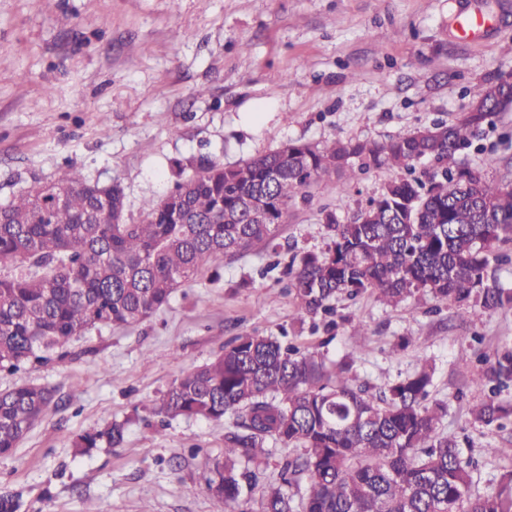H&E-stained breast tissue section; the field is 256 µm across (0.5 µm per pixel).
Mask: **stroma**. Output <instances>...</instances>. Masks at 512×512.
Segmentation results:
<instances>
[{"label":"stroma","instance_id":"35a3bbf8","mask_svg":"<svg viewBox=\"0 0 512 512\" xmlns=\"http://www.w3.org/2000/svg\"><path fill=\"white\" fill-rule=\"evenodd\" d=\"M487 12L493 28L464 42L458 11ZM512 67V0H0V199L65 169L119 182L126 216L169 192L200 159L229 166L291 141H378L455 120L476 84ZM490 181L512 180V112L494 117L458 157ZM382 168L338 189L296 198L264 244L196 281L138 325L99 326L66 355L0 373V392L53 388L50 407L12 455L0 456V494L21 493V512H216L205 488L233 417L161 419L155 407L185 371L241 334L287 335L327 362L357 337L367 351L359 380L381 387L434 367L444 401L440 432L470 440L472 493L492 490L512 460L486 456L512 434L474 427L482 397L472 383L484 357L512 342V309L470 324L420 293L391 306L341 295L332 320L299 313L289 291L293 255L331 241L326 212L344 215L398 178ZM118 421L119 448L74 454L71 438Z\"/></svg>","mask_w":512,"mask_h":512}]
</instances>
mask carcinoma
<instances>
[{
  "label": "carcinoma",
  "mask_w": 512,
  "mask_h": 512,
  "mask_svg": "<svg viewBox=\"0 0 512 512\" xmlns=\"http://www.w3.org/2000/svg\"><path fill=\"white\" fill-rule=\"evenodd\" d=\"M469 117L383 141L347 138L316 145L289 142L225 167L201 159L189 192L143 206L134 223L125 216L118 183L103 186L68 169L0 201V372L51 359L82 331L139 323L206 266L222 267L257 243L274 244L288 205L335 175L351 182L371 169L408 173L389 181L339 220L326 252L306 253L290 265L300 313L330 315L339 294L370 292L397 305L419 292L475 323L487 312L512 308V288L495 275L499 246L512 242V183H494L483 171L456 168L474 131L499 112H512V81L502 74L478 84ZM434 160L441 173L413 176L415 164ZM275 180H269L271 173ZM263 214L259 223L248 206ZM366 352L359 342L336 371L316 351L277 336L235 337L214 360L183 373L159 399L156 413L220 421L224 460L206 479L218 512L258 487L269 466V441L292 455L278 461L281 483L261 489L260 512H512V470L482 495L470 493L474 464L459 441L438 432L447 413L429 402L434 369H419L374 389L350 375ZM488 394L470 409L471 423L491 433L512 424V345L485 360L473 379ZM54 390L21 385L0 392V456L13 453L53 403ZM114 422L78 435L81 455L125 441ZM305 480L304 488L299 481ZM296 486V493L284 490Z\"/></svg>",
  "instance_id": "cac0c4a2"
}]
</instances>
